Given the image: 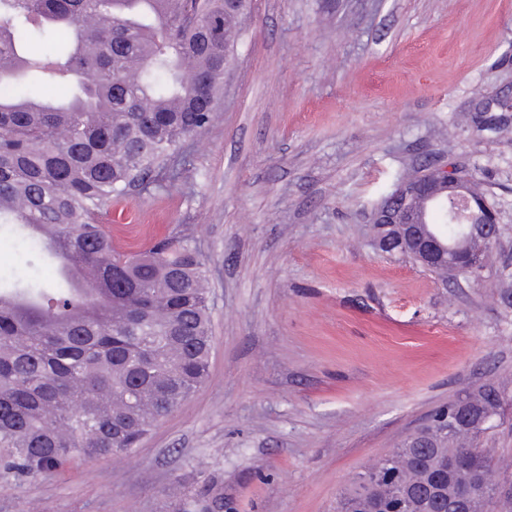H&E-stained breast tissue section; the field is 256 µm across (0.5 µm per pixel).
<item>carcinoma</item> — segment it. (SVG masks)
Returning a JSON list of instances; mask_svg holds the SVG:
<instances>
[{
	"instance_id": "cac0c4a2",
	"label": "carcinoma",
	"mask_w": 512,
	"mask_h": 512,
	"mask_svg": "<svg viewBox=\"0 0 512 512\" xmlns=\"http://www.w3.org/2000/svg\"><path fill=\"white\" fill-rule=\"evenodd\" d=\"M240 31L224 0H0V219L68 262L55 288L0 284L1 484L130 455L205 382V260L186 240L117 252L99 219L210 124ZM34 36L49 49L28 51ZM442 231L465 252L488 250L463 224ZM511 393L488 385L437 410L398 446L392 478L355 473L333 512H457L482 433L446 431L444 418L499 416ZM188 485L166 512H224L214 475ZM468 512H512V498L478 495Z\"/></svg>"
}]
</instances>
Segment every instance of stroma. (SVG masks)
Wrapping results in <instances>:
<instances>
[{"label":"stroma","mask_w":512,"mask_h":512,"mask_svg":"<svg viewBox=\"0 0 512 512\" xmlns=\"http://www.w3.org/2000/svg\"><path fill=\"white\" fill-rule=\"evenodd\" d=\"M512 0H252L210 124L178 179L123 197L120 250L184 238L209 270L206 384L128 458L0 485V512H165L220 477L224 512H329L363 466L439 406L512 379ZM439 161L479 181L502 226L481 279L379 251L369 216ZM0 278L51 282L0 230ZM512 479V404L483 438Z\"/></svg>","instance_id":"stroma-1"}]
</instances>
